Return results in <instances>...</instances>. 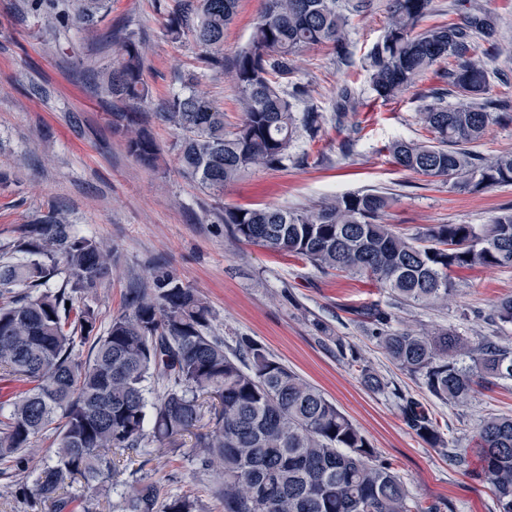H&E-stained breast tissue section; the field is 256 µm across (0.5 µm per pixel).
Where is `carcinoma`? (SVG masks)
Here are the masks:
<instances>
[{
    "mask_svg": "<svg viewBox=\"0 0 512 512\" xmlns=\"http://www.w3.org/2000/svg\"><path fill=\"white\" fill-rule=\"evenodd\" d=\"M433 0H389L380 42L368 54L369 81L383 100H394L449 59L447 92L434 91L419 113L422 140L396 139L387 147L393 163L448 188L479 194L512 185V152L484 155L474 147L488 128L509 117L507 101L485 97L491 71L473 34L485 22L421 27ZM111 0H21L20 13H39L56 27L94 28ZM239 0H172L164 5V36H189L201 49L197 69L180 76L183 91L166 99L155 118L178 130L182 176L212 195L243 174L282 167L297 123L319 126L318 112L296 119L294 100L278 81L293 58L330 45L348 55L346 0H264L251 40L230 70L243 118L232 131L224 112L201 88L208 70L224 67V32ZM147 46L135 34L122 37L107 68L112 128L124 133L129 155L150 163L158 148L143 104ZM459 102L445 104V94ZM354 108L344 87L336 121ZM393 204L383 191L334 196L303 210L226 208L234 242L260 245L324 270L347 272L385 290L390 302L352 310L370 325L371 337L434 397L467 405L475 386L512 380V347L494 336L477 343L454 327L421 331L393 326L404 306L446 307L455 291L452 274L475 268H512V209L489 224H433L411 237L385 222ZM112 250L49 212L24 226L10 251L0 254V381L18 390L0 397V463L26 469L39 439L51 432L56 448L35 479L39 506L73 512L68 488L80 485L84 512H96L112 490L125 486L119 512H197L186 496H168L141 475L119 482L121 458L132 460L146 437L152 409L153 438L189 453L216 474L214 495L224 512H433L414 501L392 464L322 392L260 343L243 338L235 351L211 330L209 304L170 273L151 288H134L126 310L93 335L97 313L78 297L109 279ZM489 321L512 324V294L499 299ZM90 345L89 355L80 350ZM336 353L373 392L391 390L407 427L432 448L449 443L417 399L389 388L368 361L341 337ZM161 387L153 403L147 394ZM481 459L498 512H512V416L496 415L479 426L475 447L455 446L460 466Z\"/></svg>",
    "mask_w": 512,
    "mask_h": 512,
    "instance_id": "obj_1",
    "label": "carcinoma"
}]
</instances>
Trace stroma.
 I'll list each match as a JSON object with an SVG mask.
<instances>
[{
  "mask_svg": "<svg viewBox=\"0 0 512 512\" xmlns=\"http://www.w3.org/2000/svg\"><path fill=\"white\" fill-rule=\"evenodd\" d=\"M388 0H368L349 16L347 60L327 47L298 57L282 83L302 85L308 94L296 112L322 114L318 132L299 129L285 166L245 174L224 189L223 198L203 193L178 172L173 143L177 130L153 123L160 149L155 165L130 156L112 128V106L101 91L103 71L119 47L118 35L133 31L148 47L144 79L153 101L180 89L178 78L197 64L192 39L168 41L162 34L160 0H112V9L91 32L50 29L42 16L18 17L13 0H0V249L16 241L24 224L49 210L65 216L74 231L111 247L112 277L85 303L97 315L96 334L121 313L129 289L152 285L169 272L194 288L211 306L212 330L226 347L240 338L261 343L278 361L319 388L365 434L381 458L392 463L422 506L438 512H497L490 485L477 476L478 457L454 464L446 452L428 447L404 423L395 398L371 392L336 356L335 338L354 346L392 385L422 402L450 444L473 445L480 421L491 414L512 415V381L477 386L466 407L432 396L394 365L350 308L388 303L371 282L279 255L250 243L231 242L220 216L228 207L276 206L301 210L323 198L350 192L387 191L395 204L385 218L411 235L432 224H486L512 208V186L472 195L449 190L395 166L386 147L396 139L417 140V114L439 86L438 74L421 78L401 99L386 101L372 91L366 55L382 36ZM426 25L486 17L493 39L473 36L478 51L498 44L492 57L487 95L502 98L512 83V0H433ZM261 0H240L234 23L224 34V63L232 65L249 43ZM350 86L356 108L336 122V96ZM202 87L224 112L226 128L241 121L239 93L225 70L208 72ZM457 292L447 307H404L396 327L415 331L457 327L472 341L497 334L512 347V326L492 330L486 319L512 293V269L461 270ZM469 322H461V312ZM43 437L25 471L0 464V512H31L15 498L18 485L33 483L52 452ZM165 490L195 497L200 512H224L212 493L215 476L198 469L187 452L146 444L133 457Z\"/></svg>",
  "mask_w": 512,
  "mask_h": 512,
  "instance_id": "1",
  "label": "stroma"
}]
</instances>
